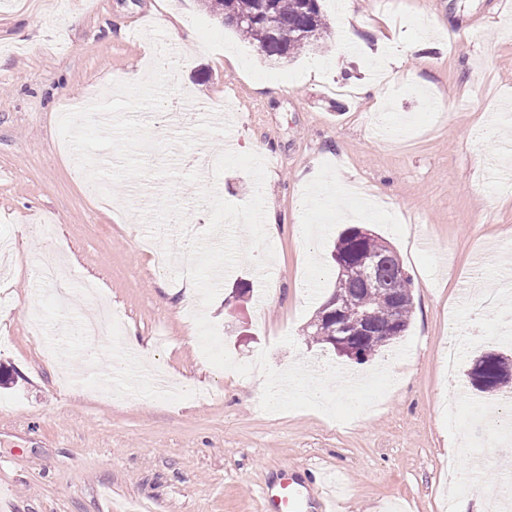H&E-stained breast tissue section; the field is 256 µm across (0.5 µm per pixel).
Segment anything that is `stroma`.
<instances>
[{
	"label": "stroma",
	"instance_id": "1",
	"mask_svg": "<svg viewBox=\"0 0 512 512\" xmlns=\"http://www.w3.org/2000/svg\"><path fill=\"white\" fill-rule=\"evenodd\" d=\"M331 35L291 60L255 47L216 20L202 0H0V512H259V492L293 469L320 512L321 471L334 476L336 512H448L459 494L491 502L512 484V447L487 446L461 406L503 403L512 386L481 394L466 372L485 352H512L498 324L512 307L474 321L479 281L512 275V0H321ZM176 19L181 42L168 112L196 99L231 120L223 138L194 151H252L267 165L266 210L275 270L262 285L249 265L230 271L207 308L231 357L267 351L270 366L334 363L365 374L390 363L384 404L341 424L320 412L267 413L261 375L241 376L204 358L187 283L173 280L162 249L142 248L141 215L167 182L114 185L110 206L85 194L58 151L65 102L135 71H148V30ZM384 42L382 60L371 52ZM419 50L407 54L409 45ZM394 76L377 95L360 84L379 63ZM393 126L377 137L381 123ZM388 198L369 210L375 187ZM55 227L52 245L30 227ZM310 224L303 240L296 225ZM377 233L413 279L401 340L356 364L313 342L307 325L334 290L329 253L347 225ZM65 265L68 303L33 270ZM96 283L100 297L87 295ZM249 291L233 297L237 283ZM136 336L165 378L194 393L156 396L147 384L111 379L123 356L110 337L87 348L74 334L98 302ZM480 325L483 341L445 359L450 337Z\"/></svg>",
	"mask_w": 512,
	"mask_h": 512
}]
</instances>
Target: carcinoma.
Listing matches in <instances>:
<instances>
[{
	"mask_svg": "<svg viewBox=\"0 0 512 512\" xmlns=\"http://www.w3.org/2000/svg\"><path fill=\"white\" fill-rule=\"evenodd\" d=\"M234 7L242 15L252 17V22L234 25L244 38L255 41L261 51L271 58L290 59L308 50L328 32V26L320 8V0H274L277 12V28L273 31L264 21L266 0H233ZM359 227L346 228L337 238L332 254L353 259L351 274L337 276L334 293L348 296L362 303V309L372 315L374 341L353 342L356 352L354 362L362 363L381 348L389 345L407 330L413 306L411 278L406 273L395 251L374 234L361 235ZM364 255L385 252L393 259L384 264L379 275L386 288L394 291L397 302L392 304L384 291L365 287L366 269L354 260L357 253ZM307 333L316 342L324 343L335 334V321L323 319L309 323ZM470 381L479 383L477 390L494 393L512 381V363L499 353L489 352L480 356L475 367L468 371Z\"/></svg>",
	"mask_w": 512,
	"mask_h": 512,
	"instance_id": "cac0c4a2",
	"label": "carcinoma"
}]
</instances>
